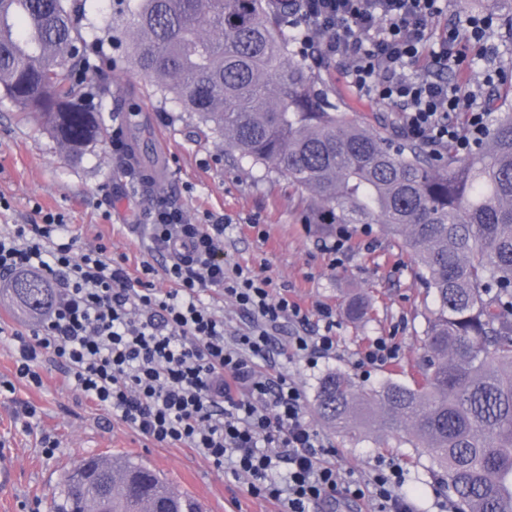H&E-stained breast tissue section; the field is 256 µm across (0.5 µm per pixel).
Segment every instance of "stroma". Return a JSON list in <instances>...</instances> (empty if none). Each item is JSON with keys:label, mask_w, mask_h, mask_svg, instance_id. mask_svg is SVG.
<instances>
[{"label": "stroma", "mask_w": 512, "mask_h": 512, "mask_svg": "<svg viewBox=\"0 0 512 512\" xmlns=\"http://www.w3.org/2000/svg\"><path fill=\"white\" fill-rule=\"evenodd\" d=\"M483 15L460 0H443L440 12L428 21L427 40L407 75L435 73L449 85H462L473 91L476 111L485 100L504 95L512 85V31L496 24L482 40L470 39L468 19ZM452 29L459 33V53L443 68L437 54ZM331 63L329 78L351 117L371 129L387 119L402 122L394 106L351 87L344 61L335 57ZM112 95L139 106L149 153L166 163L162 186H142L138 173L123 165L108 141L82 156H66L40 121L0 97V199L10 203L9 209L0 208V229L39 222L42 209L62 214L78 248L105 244L113 257H125L128 273L135 276L143 260L157 267L163 263L150 255L146 241V215L159 201L180 207L194 224L211 216L224 218L225 265L269 278L274 289H287L291 299L309 310L308 331L321 326L320 310H330L336 321V347L329 354L310 363L283 355L278 366L301 384L308 418L335 448L337 468L358 479L377 461L398 462L414 512H448V491L398 435L382 443L372 435L348 437L325 423L315 408L318 381L331 370L367 387L389 378L406 384L417 378L434 298L416 275L403 240L377 224L310 223L306 190L225 151L207 127L157 93L129 63L114 69ZM339 238L343 250L328 251L327 243ZM354 295L368 302L359 321L345 314ZM38 323L8 297H0V380L15 386L14 393L0 395V512H51L67 472L91 455L143 463L200 502L203 512H273L271 502L252 496L230 473L215 470L185 448L155 445L85 399L64 383L57 365H44L41 386L17 379L11 335ZM379 337L397 346L395 358L360 364L362 352ZM20 402L37 409L27 429L16 418ZM48 438L58 444L51 456L43 451Z\"/></svg>", "instance_id": "stroma-1"}]
</instances>
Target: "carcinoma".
<instances>
[{
  "label": "carcinoma",
  "instance_id": "1",
  "mask_svg": "<svg viewBox=\"0 0 512 512\" xmlns=\"http://www.w3.org/2000/svg\"><path fill=\"white\" fill-rule=\"evenodd\" d=\"M303 0H118L106 37L156 91L192 112L224 147L304 187L317 224H381L404 240L435 296L421 377L358 388L341 371L319 381L320 418L352 437L389 429L425 456L459 512H512V107L477 146L436 151L389 122L368 130L341 110L288 20ZM83 0H0V95L36 113L69 156L107 141L100 118L112 79L83 35ZM123 113L136 155L138 110ZM13 300L37 315L54 298L21 275ZM124 459L85 458L55 512H201L191 497Z\"/></svg>",
  "mask_w": 512,
  "mask_h": 512
}]
</instances>
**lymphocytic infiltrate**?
<instances>
[{
	"label": "lymphocytic infiltrate",
	"instance_id": "lymphocytic-infiltrate-1",
	"mask_svg": "<svg viewBox=\"0 0 512 512\" xmlns=\"http://www.w3.org/2000/svg\"><path fill=\"white\" fill-rule=\"evenodd\" d=\"M302 42L346 60L353 87L400 107L406 132L433 145L466 150L483 135L486 115L471 95L436 76L409 78L429 18L440 0H304ZM454 112L468 113L460 134ZM224 224L188 223L181 209L150 213L149 250L163 270L142 263L129 276L106 247L76 250L59 214L0 231V279L35 273L55 289L38 328L14 332L15 373L42 383L45 362L67 383L158 446H179L231 467L252 494L278 512H317L343 495L374 498L379 512H412L404 470L392 463L370 479L350 481L329 460L334 450L310 423L300 386L282 374L272 352L281 321L308 324L309 314L269 279L224 265ZM164 273L169 286L155 285ZM216 288L252 319L228 336L224 318L201 299ZM287 473H280V465Z\"/></svg>",
	"mask_w": 512,
	"mask_h": 512
}]
</instances>
